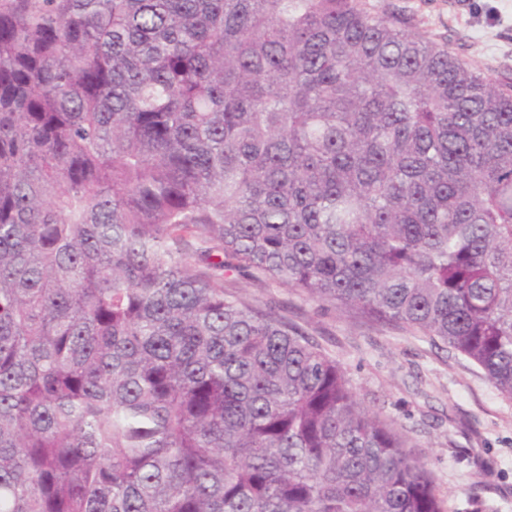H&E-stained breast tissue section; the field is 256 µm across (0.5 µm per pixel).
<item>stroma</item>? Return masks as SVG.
<instances>
[{"instance_id": "35a3bbf8", "label": "stroma", "mask_w": 512, "mask_h": 512, "mask_svg": "<svg viewBox=\"0 0 512 512\" xmlns=\"http://www.w3.org/2000/svg\"><path fill=\"white\" fill-rule=\"evenodd\" d=\"M493 78H512V0H377ZM227 291L294 320L343 367L432 472L447 512H512V400L464 357L392 325H368L247 272Z\"/></svg>"}]
</instances>
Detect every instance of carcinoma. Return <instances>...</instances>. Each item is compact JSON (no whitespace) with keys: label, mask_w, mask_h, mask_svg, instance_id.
I'll use <instances>...</instances> for the list:
<instances>
[{"label":"carcinoma","mask_w":512,"mask_h":512,"mask_svg":"<svg viewBox=\"0 0 512 512\" xmlns=\"http://www.w3.org/2000/svg\"><path fill=\"white\" fill-rule=\"evenodd\" d=\"M233 270L512 399V82L368 0H0V512H446Z\"/></svg>","instance_id":"carcinoma-1"}]
</instances>
